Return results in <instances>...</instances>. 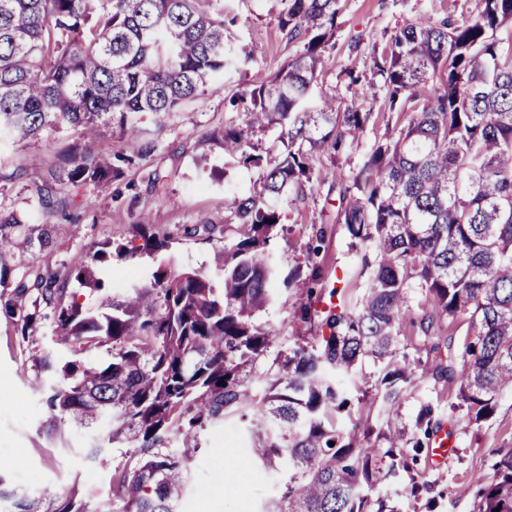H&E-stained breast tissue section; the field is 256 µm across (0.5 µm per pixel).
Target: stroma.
Wrapping results in <instances>:
<instances>
[{"label": "stroma", "mask_w": 512, "mask_h": 512, "mask_svg": "<svg viewBox=\"0 0 512 512\" xmlns=\"http://www.w3.org/2000/svg\"><path fill=\"white\" fill-rule=\"evenodd\" d=\"M475 5L476 0H345L340 26L323 51L316 99L359 103L362 88L349 85L345 71L370 75L384 32L417 17H465ZM281 9V0H212L211 12L224 21L227 50L234 56L251 52L252 59L226 69L218 89L202 99L162 117L142 113L137 129L149 148L144 156H134L110 128L80 136L63 127L30 145L0 139V212L20 215L28 224L45 221L24 189L31 169L54 170L60 153L87 144L111 156L118 171L108 182L77 189L58 186L59 197L74 200L77 221L39 257L10 258L8 283H15L35 264L59 270L91 255L104 242L129 243L134 225L145 218L154 231L168 234L164 257L174 269L192 268L222 285L224 270L217 256L241 237L239 225L226 223L224 203L259 191L260 183L257 168L225 159L219 140L224 130L247 129L243 93L267 82L294 51L280 29ZM404 121L402 114L375 108L359 142L347 146L337 159L316 157L315 169L334 166L343 176L354 175L374 141ZM338 206L336 181L330 178L304 200L280 209V222L260 250L263 262L276 273L270 283L275 299L256 317L257 324L275 330L278 340L245 367L251 381L269 377L280 355L294 346L321 342L323 333L316 325L298 321L296 309L301 303L313 302L318 310L350 306L364 291L363 252L353 248L345 224L337 218ZM156 265V258L146 254L115 257L101 265L99 276L106 291L118 296L150 283ZM288 277L293 278V286H285ZM427 306L423 291L409 289L395 362L415 368L421 377L396 405H388L378 391L384 364L375 358H362L353 372L335 374L334 380L351 401L358 447H381L382 432L393 426L406 428L409 437L421 443L420 452H408L395 477L374 487L371 497L386 498L395 512H472L478 489L494 477V450L512 448V389L499 393L492 416L480 423L451 411L456 397L449 394L446 377L434 369L447 365L449 352L463 351L473 339L472 330L468 318L461 316L440 321L430 334L421 333L415 321ZM51 336L50 320H43L34 336L25 339L14 320L0 313V458H14L10 482L20 489H27L33 480L59 490L75 487L85 499L102 502L111 496L113 466L124 465L129 451L112 449L109 466L97 468L92 480L83 458L75 453L89 442L88 432L70 434L68 454L39 434L45 419L41 398L46 382L35 358L50 345ZM426 405L433 414L429 430L422 431L415 421ZM443 430L450 435V449L446 462L434 467L430 461ZM251 431L249 420L230 412L223 422L197 433L191 442L194 456L180 512H262L286 474L254 463ZM415 485L421 492L413 497L409 491Z\"/></svg>", "instance_id": "obj_1"}]
</instances>
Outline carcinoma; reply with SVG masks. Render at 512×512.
Segmentation results:
<instances>
[{"label":"carcinoma","instance_id":"obj_1","mask_svg":"<svg viewBox=\"0 0 512 512\" xmlns=\"http://www.w3.org/2000/svg\"><path fill=\"white\" fill-rule=\"evenodd\" d=\"M342 0H282L280 29L297 50L265 84L250 92L248 127L288 125V148L267 157L249 152L242 131L222 135L224 155L260 171L261 190L225 204L242 238L224 250V283L158 265L150 285L121 299L104 293L99 267L112 257L156 255L168 236L136 225L143 244L107 242L73 262L66 278L49 267L24 272L0 311L29 336L52 311V345L37 356L48 379L41 433L63 440L74 428L102 426L83 449L104 465L111 448H132L136 462L112 470L120 512H178L187 487L198 431L241 412L255 427L253 457L288 468V480L265 512H393L367 491L396 473L404 433L383 435V448L354 446L338 422L348 399L331 372L348 373L359 358L393 356L408 289L430 301L419 326L467 316L474 339L448 353V388L458 408L478 423L494 412L495 397L512 387V0H477L462 20L419 18L385 37L372 78L348 69L405 124L370 148L362 168L339 193L338 219L352 245L375 254L364 295L342 311L299 307L303 323L319 320L321 344L297 346L278 363L262 394L242 368L277 336L255 321L271 299L273 273L258 248L269 241L285 195L305 198L320 175L322 153L338 154L359 139L372 112L309 105L322 73L321 49L338 28ZM234 61L224 46V21L206 0H0V134L19 141L63 126L76 131L114 127L131 150L143 151L132 119L166 114L216 87ZM75 188L112 179V163L86 149L63 157ZM55 172L32 175L27 189L53 214ZM60 224H24L0 213V285L6 253L50 248ZM100 293V307L67 298L66 284ZM108 345L104 366L77 356ZM72 359L61 358L60 349ZM417 380L396 365L380 380L394 405ZM495 476L478 490L473 512H512V448L496 450ZM0 464V512H112L91 506L77 487L36 496L8 482Z\"/></svg>","mask_w":512,"mask_h":512}]
</instances>
